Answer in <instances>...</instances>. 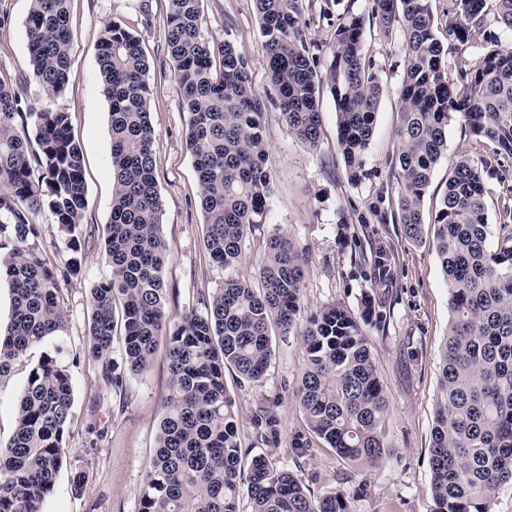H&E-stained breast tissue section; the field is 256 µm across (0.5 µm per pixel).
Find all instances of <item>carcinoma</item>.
Segmentation results:
<instances>
[{
	"instance_id": "carcinoma-1",
	"label": "carcinoma",
	"mask_w": 512,
	"mask_h": 512,
	"mask_svg": "<svg viewBox=\"0 0 512 512\" xmlns=\"http://www.w3.org/2000/svg\"><path fill=\"white\" fill-rule=\"evenodd\" d=\"M201 0H168L167 44L181 107L188 114L187 147L193 158L204 213L205 249L224 269L238 263L241 244L263 224L272 191L267 170L263 103L248 61L225 41L202 33ZM266 63L288 132L311 149L322 130L320 93L336 104L337 143L358 181L370 146L381 83L363 53L364 17L339 15L326 62L305 38L306 0H255ZM371 17L387 35L404 38L399 92L397 196L388 198L393 220L419 240L422 202L433 170L448 150V125L460 119L470 145L448 174L433 220L436 252L448 281V337L442 349L440 396L429 448L433 512H490L496 490L512 482V233L489 246L486 190L481 170L512 155V43L493 42L487 18L512 32V0H446L435 24L431 0H371ZM27 64L46 103L22 107L0 83V278L10 286L11 317L0 334V376L33 347L64 331L59 282L77 261L49 263L36 248L39 226L27 211L48 210L69 233L86 208L83 153L67 112L52 106L71 71L72 32L67 0H30ZM490 43L480 60L469 49ZM459 80L448 77V52ZM219 65H214V54ZM101 91L109 102L114 180L112 214L103 257L110 277L92 290L91 356L112 373L116 312L124 326L123 359L146 370L165 319L161 271L168 260L162 202L152 147L149 64L140 38L121 21L104 25L97 48ZM33 127L39 152L28 150ZM499 223H512V189L498 200ZM393 254L379 244L359 256L363 277L388 279ZM307 260L284 233L274 234L259 271V286L225 278L205 305L170 327L169 395L157 451L138 494V512H352L347 495L322 496L293 471L240 447L234 401L224 369L247 382L261 380L272 358V331L294 335L307 359L295 393L306 431L292 436L298 454L315 444L350 465L378 467L388 402L361 323L385 328L387 312L365 301L362 320L332 303L302 314ZM73 388L56 356L31 368L16 409V429L0 448V512H42L57 475L67 465V422ZM276 412L256 416L258 437L276 441Z\"/></svg>"
}]
</instances>
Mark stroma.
<instances>
[{"label":"stroma","mask_w":512,"mask_h":512,"mask_svg":"<svg viewBox=\"0 0 512 512\" xmlns=\"http://www.w3.org/2000/svg\"><path fill=\"white\" fill-rule=\"evenodd\" d=\"M29 4L30 0H0V79L12 85L26 105L44 97L27 67L25 19ZM306 6V39L311 52L320 58L327 55L338 14L349 9L366 18L364 55L374 63L382 93L363 177L355 185L348 179L337 149L336 105L329 92L320 95L323 122L318 148L309 149L289 134L275 103L255 0H201L205 37L231 42L250 64L252 85L264 106L267 166L272 175L267 220L255 225L242 242L240 263L227 270L212 262L203 245L205 222L193 158L186 145L187 115L181 109L167 45V0H69L71 73L54 106L70 114L72 134L83 151L86 209L72 234L56 224L49 211L31 212L29 218L41 227L42 255L55 265L66 263L71 256V238H79L80 270L61 284L65 332L31 349L22 362L0 377L2 446L15 432L16 405L28 374L44 354L56 355L72 378L74 404L66 438L70 465L57 476L43 512H138L139 488L157 450L158 424L169 394L167 332H160L149 368L133 374L123 360L124 330L115 327L112 362L122 379L118 386L106 379L100 362L88 352L91 290L110 275L102 250L113 192L109 104L101 92L96 56L101 30L115 18L140 37L150 64L155 176L169 251L161 277L170 321L191 311L203 312L204 298L222 287L225 277L255 280L267 242L278 231L308 259L303 290L308 312L332 303L358 309L370 284L353 263L355 252H370L379 241L394 252L391 279L378 289L390 320L385 329L367 330L388 401L386 441L390 454L385 463L359 470L328 448L312 449L304 458L290 453L291 435L305 428L294 401L305 357L299 339L293 336L276 341L262 380L246 382L233 371L225 373L243 447L294 471L315 495L344 491L353 512H431L428 448L439 396L441 350L450 318L448 284L436 255L431 222L448 173L467 147L469 130L459 120L448 128V149L434 168L424 198L422 239L411 240L402 225L382 221L373 207L379 198L396 193L402 35L397 30L383 35L370 17V0H307ZM482 180L488 220L498 238L507 230L499 222L496 200L512 186V157H501L484 167ZM343 218L348 221L344 227L339 224ZM267 408L276 410L280 419L274 443L256 437L255 417ZM76 469L86 474L79 495L71 485Z\"/></svg>","instance_id":"35a3bbf8"}]
</instances>
